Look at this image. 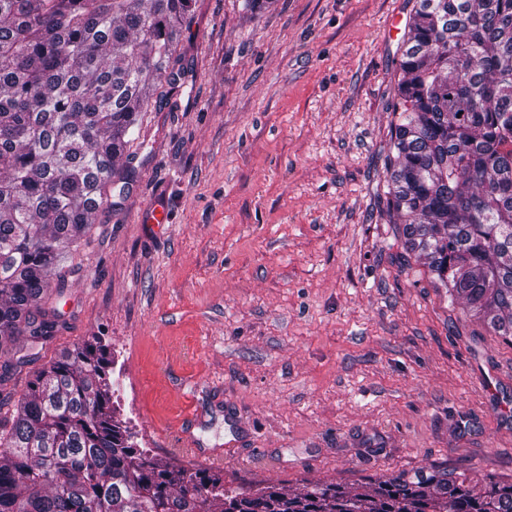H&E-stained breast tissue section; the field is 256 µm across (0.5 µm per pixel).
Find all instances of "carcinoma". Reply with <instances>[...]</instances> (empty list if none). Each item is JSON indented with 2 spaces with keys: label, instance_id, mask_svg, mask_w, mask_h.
Listing matches in <instances>:
<instances>
[{
  "label": "carcinoma",
  "instance_id": "obj_1",
  "mask_svg": "<svg viewBox=\"0 0 512 512\" xmlns=\"http://www.w3.org/2000/svg\"><path fill=\"white\" fill-rule=\"evenodd\" d=\"M194 0H0V347H44L62 243L77 252L143 109L169 95ZM386 207L437 286L512 338V0H417L399 64ZM109 344L90 336L0 418V512H512V477L481 491L434 469L368 493L309 482L224 487L159 468L112 417Z\"/></svg>",
  "mask_w": 512,
  "mask_h": 512
}]
</instances>
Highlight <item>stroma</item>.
Instances as JSON below:
<instances>
[{
	"label": "stroma",
	"instance_id": "1",
	"mask_svg": "<svg viewBox=\"0 0 512 512\" xmlns=\"http://www.w3.org/2000/svg\"><path fill=\"white\" fill-rule=\"evenodd\" d=\"M416 0H196L37 359L0 350V413L88 336L115 420L225 486L512 476V343L450 304L383 212ZM397 16V31L383 24ZM160 205L171 221L144 224Z\"/></svg>",
	"mask_w": 512,
	"mask_h": 512
}]
</instances>
